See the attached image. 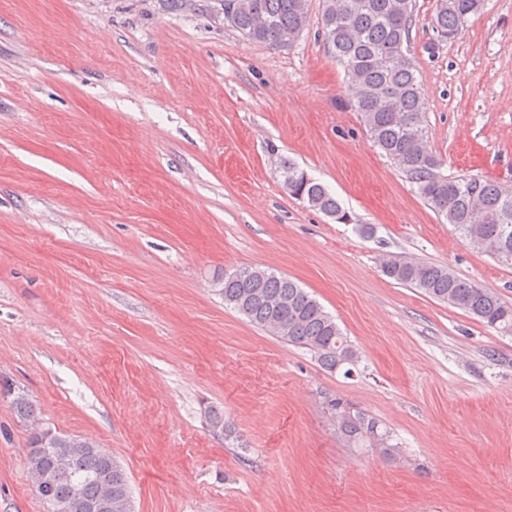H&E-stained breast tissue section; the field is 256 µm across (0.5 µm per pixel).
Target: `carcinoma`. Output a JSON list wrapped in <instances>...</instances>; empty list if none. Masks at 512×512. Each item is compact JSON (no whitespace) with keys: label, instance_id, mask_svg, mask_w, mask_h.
Listing matches in <instances>:
<instances>
[{"label":"carcinoma","instance_id":"1","mask_svg":"<svg viewBox=\"0 0 512 512\" xmlns=\"http://www.w3.org/2000/svg\"><path fill=\"white\" fill-rule=\"evenodd\" d=\"M483 6L484 0H437L434 28L440 41H455L468 17ZM412 17L413 0H324L328 52L352 84L351 107L374 145L406 172L418 194L469 246L512 266V188L472 176L444 175L442 159L427 148L420 84L408 49ZM224 21L252 41L275 46L282 35L294 40L306 28L308 0H224ZM279 170L290 195L330 217L341 214L328 190L305 178L295 163L282 159ZM380 268L399 284L512 333V304L446 266L384 255ZM218 285L224 304L261 329L307 348L324 368L343 367L348 375L357 366V349L336 318L292 279L243 267L224 273ZM0 396L9 399L20 419L30 422L28 474L33 485L44 487L53 512H83L85 503L101 504L98 512H132L127 476L109 452L91 438L40 426L32 397L5 377L0 378ZM327 400L347 447L399 455L392 432L381 420L351 409L338 397Z\"/></svg>","mask_w":512,"mask_h":512}]
</instances>
